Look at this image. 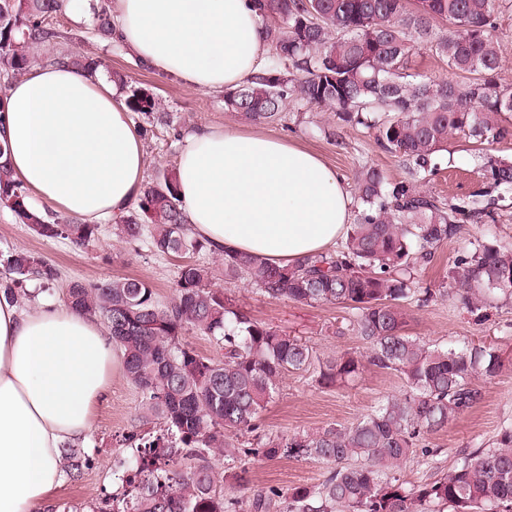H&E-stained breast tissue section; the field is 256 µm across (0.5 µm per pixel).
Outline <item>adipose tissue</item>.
I'll return each instance as SVG.
<instances>
[{"label": "adipose tissue", "mask_w": 512, "mask_h": 512, "mask_svg": "<svg viewBox=\"0 0 512 512\" xmlns=\"http://www.w3.org/2000/svg\"><path fill=\"white\" fill-rule=\"evenodd\" d=\"M115 39L187 90L236 87L267 62L253 0H112ZM0 140L31 195L85 223L125 214L145 188L143 141L123 95L67 61L33 64L6 91ZM176 174L191 234L277 265L326 251L351 222L343 181L282 138L202 128ZM119 357L107 328L66 304L22 307L0 289V512H43L60 450L84 442Z\"/></svg>", "instance_id": "ef3b65f1"}]
</instances>
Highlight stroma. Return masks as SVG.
Returning <instances> with one entry per match:
<instances>
[{
	"label": "stroma",
	"mask_w": 512,
	"mask_h": 512,
	"mask_svg": "<svg viewBox=\"0 0 512 512\" xmlns=\"http://www.w3.org/2000/svg\"><path fill=\"white\" fill-rule=\"evenodd\" d=\"M55 27L61 39L42 55V63H53L61 52L79 50L101 58L108 69L125 72L132 87L159 98L169 116L168 124L137 112L131 115L143 132L146 179H153L159 169L176 166L185 136L207 126L257 131L294 141L320 155L351 191L356 188L360 167L366 164L382 168L394 182L409 178L400 159L382 149L372 133L339 124L333 114L320 107L296 104L290 107L287 120L278 124L247 122L225 111L223 92L194 93L173 78L139 67L129 50L94 34L92 19L78 23L64 10L58 14ZM423 188L445 203L466 202L474 193L483 191L469 144L460 138L450 140L439 171ZM115 227V221L102 222L98 240L77 246L66 238L36 235L26 225L16 223L8 209L0 207V252L21 249L53 264L58 270L57 281L40 289L52 301H65L71 283L89 284L125 276L150 282L160 301H169L182 257L156 254L144 242H126L116 235ZM477 238L512 244V205L504 210L492 209L480 221L462 223L458 234L437 250L431 263L419 273L421 286L430 289L432 296L422 306H410L405 332L430 344L468 340L497 347L503 368L495 378L478 380L480 398L470 409L446 428L425 436L423 454L415 456L403 472L405 481L412 485L441 477L462 453L495 445L502 429L512 425V306L489 309L486 317L480 318L458 309L447 293L449 269L463 248ZM194 259L209 268L213 284L226 286L238 308L276 330L302 338L314 356L324 359L348 349L365 351V342L345 328L348 309L271 299L245 282L226 283L222 261L211 251L202 250ZM402 386L397 374L374 367L364 369L358 378L339 389L319 387L310 374L292 372L283 377L275 399L262 410L259 424L265 432L275 435L313 430L330 423L347 425L382 397L398 393ZM142 414L139 393L123 369H115L109 394L97 408L92 433L83 445L90 466L79 481L63 482L46 512H84L86 506L121 492L114 473L119 462L130 457L129 436L157 429L156 424L143 422ZM236 469L243 472V481L227 479L218 491L242 502L258 490L284 492L294 485L320 483L328 471L317 461L285 454L274 459L248 455L242 457Z\"/></svg>",
	"instance_id": "stroma-1"
}]
</instances>
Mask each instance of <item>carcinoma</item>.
I'll return each instance as SVG.
<instances>
[{
    "label": "carcinoma",
    "instance_id": "1",
    "mask_svg": "<svg viewBox=\"0 0 512 512\" xmlns=\"http://www.w3.org/2000/svg\"><path fill=\"white\" fill-rule=\"evenodd\" d=\"M498 3L417 0L411 10L409 0H255L261 19L273 20L266 27L272 65L225 90L224 109L242 120L272 124L286 118L293 101L317 105L341 123L374 134L380 147L401 159L410 179L393 183L383 170L362 167L356 221L338 250L283 266L226 251L224 275L270 299L351 310L349 330L367 351H343L315 363L306 343L236 308L224 289L210 286L209 268L194 261L179 266L166 304L139 278L70 285L67 302L103 321L146 418L163 424L161 433L137 438L133 471L140 480L112 498V512H237V502L216 493V486L242 452L271 459L283 453L329 466L317 485L254 495L249 512H431L433 503L450 512H512L511 427L496 446L463 455L438 479L410 486L401 477L425 436L478 401L473 380L494 378L503 367L490 345H430L405 333V305L428 300L429 290L416 287L418 269L457 234L460 223L487 215L422 190L450 138L476 145L478 168L487 187L502 192L498 200L512 193V160L483 148L507 134L504 115L512 112V87L494 78L505 55ZM61 8L62 0H0L3 86L56 43L53 19ZM94 32L112 37L106 0L94 13ZM428 39L449 69L470 75L468 81L409 73L415 46ZM62 58L91 75L100 67L80 52ZM109 76L127 93L130 111L161 110V102L131 87L126 74ZM0 205L42 237L83 246L101 233L98 224L43 217L1 161ZM137 207L118 225L123 239L146 238L164 255L205 249L186 232L175 170L158 172ZM0 267L8 274L7 287L21 290L32 278L50 283L58 276L54 265L24 250L1 253ZM448 279V297L468 313L494 303L511 306L512 247L477 239L457 257ZM189 330L207 336L222 357H205L184 342ZM367 366L398 373L403 391L382 398L350 425L270 435L259 448L232 442L259 429V414L285 373L309 372L317 385L335 387ZM62 456L67 473L80 477L87 466L84 450L67 445Z\"/></svg>",
    "mask_w": 512,
    "mask_h": 512
}]
</instances>
